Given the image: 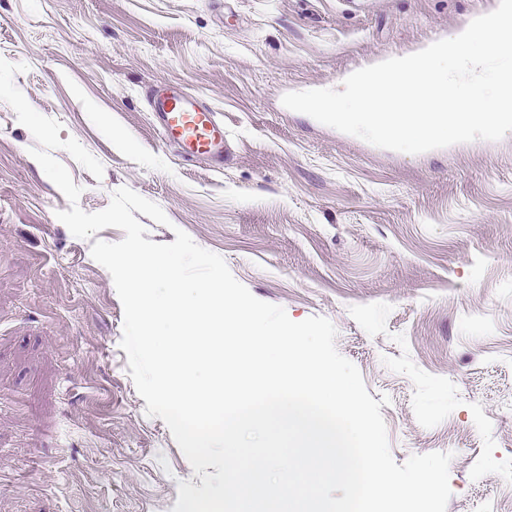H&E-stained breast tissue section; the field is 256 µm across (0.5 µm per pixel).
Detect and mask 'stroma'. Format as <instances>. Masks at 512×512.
Instances as JSON below:
<instances>
[{
  "instance_id": "35a3bbf8",
  "label": "stroma",
  "mask_w": 512,
  "mask_h": 512,
  "mask_svg": "<svg viewBox=\"0 0 512 512\" xmlns=\"http://www.w3.org/2000/svg\"><path fill=\"white\" fill-rule=\"evenodd\" d=\"M497 0H0L14 83L103 166L54 157L105 209L130 188L257 299L329 319L396 463L461 451L446 512H512V131L411 155L284 107L456 33ZM173 84L224 122V162L163 145ZM0 101V512H172L200 476L129 375L123 306Z\"/></svg>"
}]
</instances>
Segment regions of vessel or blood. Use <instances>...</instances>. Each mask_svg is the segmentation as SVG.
Returning a JSON list of instances; mask_svg holds the SVG:
<instances>
[{"label": "vessel or blood", "mask_w": 512, "mask_h": 512, "mask_svg": "<svg viewBox=\"0 0 512 512\" xmlns=\"http://www.w3.org/2000/svg\"><path fill=\"white\" fill-rule=\"evenodd\" d=\"M149 105L164 143L186 157L223 161L224 124L210 106L170 86L155 90Z\"/></svg>", "instance_id": "obj_1"}]
</instances>
